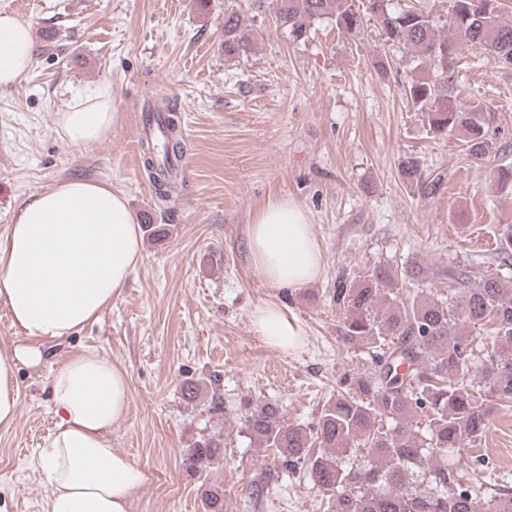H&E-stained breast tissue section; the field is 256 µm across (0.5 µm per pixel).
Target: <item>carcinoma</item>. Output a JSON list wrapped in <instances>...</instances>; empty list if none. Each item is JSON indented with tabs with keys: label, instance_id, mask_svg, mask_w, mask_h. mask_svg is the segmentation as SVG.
<instances>
[{
	"label": "carcinoma",
	"instance_id": "obj_1",
	"mask_svg": "<svg viewBox=\"0 0 512 512\" xmlns=\"http://www.w3.org/2000/svg\"><path fill=\"white\" fill-rule=\"evenodd\" d=\"M441 4L451 30L445 38L437 34L433 11L393 0H275L274 17L295 41L322 19L356 37L368 19L385 42L418 52L430 68L410 76L407 99L425 113L432 132L462 133L479 164L491 149L486 115L448 105L454 78L448 61L470 46L512 66V21L503 18L501 0ZM254 46L243 17L230 8L224 54L246 58ZM146 112L159 118L164 137L142 142L143 166L156 194L171 198L184 153L181 122L168 107ZM400 175L423 191L432 189L412 156L402 159ZM497 253L505 264L512 258V224L499 227ZM420 273L414 264L399 270L379 264L357 280H339V335L345 346L369 356L372 372L344 377L310 426L287 423L279 406L266 402L247 410L245 430L258 447L277 449L282 471L304 470L334 512H512V488L488 482L478 465H448L463 445L481 439L494 412L512 410V279L492 273L470 288L466 272L450 270L445 301L400 294L399 286ZM476 326L490 327L485 340L493 350L481 386L469 375L473 338L465 333ZM418 416L426 421L424 435L412 430ZM222 448L219 436L195 442L191 466L200 473L213 468ZM351 452L361 462L343 465ZM201 497L204 512H226L224 489L207 486Z\"/></svg>",
	"mask_w": 512,
	"mask_h": 512
}]
</instances>
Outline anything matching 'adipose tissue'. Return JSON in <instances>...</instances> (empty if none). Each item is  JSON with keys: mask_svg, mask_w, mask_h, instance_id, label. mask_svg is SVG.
<instances>
[{"mask_svg": "<svg viewBox=\"0 0 512 512\" xmlns=\"http://www.w3.org/2000/svg\"><path fill=\"white\" fill-rule=\"evenodd\" d=\"M34 54L30 24L0 13V87L18 83ZM115 120L106 83L54 114L57 132L79 146L100 142ZM247 239L256 276L272 287L297 290L322 273L310 216L294 200L268 203L249 224ZM142 260L140 224L126 197L103 183L68 179L18 204L0 235V303L22 335L0 349V430L17 420L19 364H40L47 342L97 321ZM253 324L281 352L305 344L304 326L278 304L258 305ZM50 390L58 422L37 460L45 512H130L132 492L147 475L108 439L130 406L126 368L93 352L74 354L51 375Z\"/></svg>", "mask_w": 512, "mask_h": 512, "instance_id": "1", "label": "adipose tissue"}]
</instances>
